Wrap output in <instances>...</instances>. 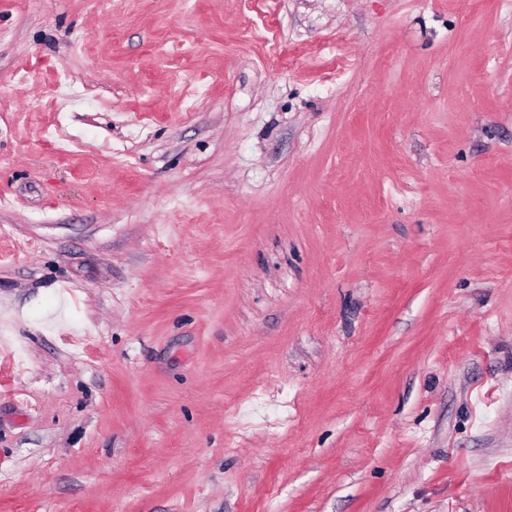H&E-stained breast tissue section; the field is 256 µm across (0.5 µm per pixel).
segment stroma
Returning a JSON list of instances; mask_svg holds the SVG:
<instances>
[{
	"instance_id": "obj_1",
	"label": "stroma",
	"mask_w": 512,
	"mask_h": 512,
	"mask_svg": "<svg viewBox=\"0 0 512 512\" xmlns=\"http://www.w3.org/2000/svg\"><path fill=\"white\" fill-rule=\"evenodd\" d=\"M1 348L0 512H512V0H0Z\"/></svg>"
}]
</instances>
